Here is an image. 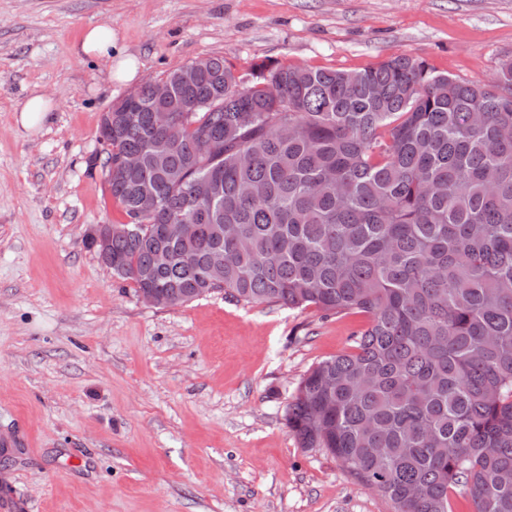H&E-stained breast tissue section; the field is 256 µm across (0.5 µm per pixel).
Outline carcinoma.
<instances>
[{"instance_id": "cac0c4a2", "label": "carcinoma", "mask_w": 512, "mask_h": 512, "mask_svg": "<svg viewBox=\"0 0 512 512\" xmlns=\"http://www.w3.org/2000/svg\"><path fill=\"white\" fill-rule=\"evenodd\" d=\"M163 80L165 101L147 83L111 133L100 119L102 166L126 223L200 232L163 266L146 232L114 236L112 274L165 307L222 292L366 315L288 403L300 447L328 449L394 512H448L454 486L472 512H512V58L485 83L401 55L363 71L263 61L248 80L209 56Z\"/></svg>"}]
</instances>
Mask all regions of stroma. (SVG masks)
Segmentation results:
<instances>
[{
	"label": "stroma",
	"instance_id": "35a3bbf8",
	"mask_svg": "<svg viewBox=\"0 0 512 512\" xmlns=\"http://www.w3.org/2000/svg\"><path fill=\"white\" fill-rule=\"evenodd\" d=\"M95 25L133 80L74 53ZM210 55L244 78L403 55L484 81L512 57V0H0V512H393L285 420L365 315L221 293L153 307L84 244L123 219L102 112ZM35 94L55 107L27 129Z\"/></svg>",
	"mask_w": 512,
	"mask_h": 512
}]
</instances>
